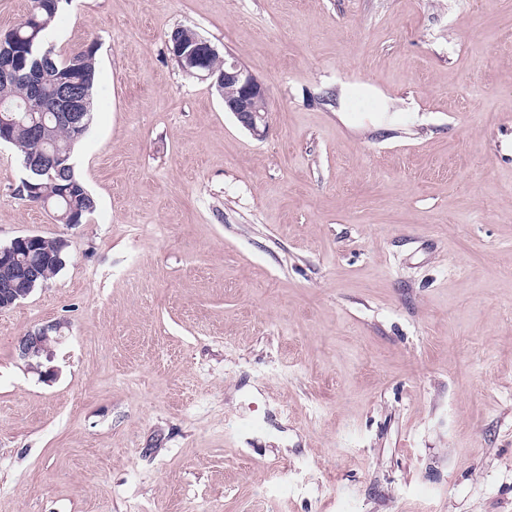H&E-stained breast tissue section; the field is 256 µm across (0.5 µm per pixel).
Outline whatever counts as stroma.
I'll return each mask as SVG.
<instances>
[{"instance_id":"35a3bbf8","label":"stroma","mask_w":512,"mask_h":512,"mask_svg":"<svg viewBox=\"0 0 512 512\" xmlns=\"http://www.w3.org/2000/svg\"><path fill=\"white\" fill-rule=\"evenodd\" d=\"M81 224L0 311V512H512V0H71ZM269 94L262 137L176 27ZM49 322L54 378L16 344ZM189 46L190 45L183 44L179 47L178 53H183V56H178V54L175 55L170 50L171 54L175 58L180 68L192 75H199L209 78V76L212 74L211 70L208 69L209 65L210 68L215 70V75L212 79L214 80V84L219 91L216 79L221 73L222 64L218 56L210 58L214 53H218V51L209 41L202 37L195 39L192 42V46L188 49ZM208 59L209 61L207 65L206 61ZM192 70H195L196 72H193Z\"/></svg>"}]
</instances>
